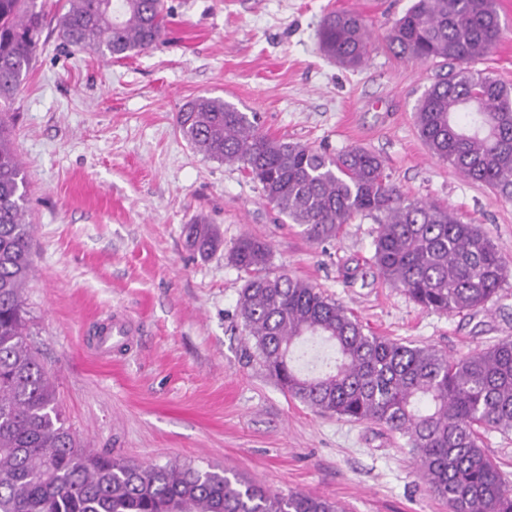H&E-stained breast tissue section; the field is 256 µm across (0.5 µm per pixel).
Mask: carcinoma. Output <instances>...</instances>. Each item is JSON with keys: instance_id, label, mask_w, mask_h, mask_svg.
Returning <instances> with one entry per match:
<instances>
[{"instance_id": "1", "label": "carcinoma", "mask_w": 512, "mask_h": 512, "mask_svg": "<svg viewBox=\"0 0 512 512\" xmlns=\"http://www.w3.org/2000/svg\"><path fill=\"white\" fill-rule=\"evenodd\" d=\"M167 18L164 0H66L56 28L64 46L120 61L154 47ZM45 23L37 0H0V512H339L330 499L273 493L222 470L131 464L82 447L67 425L30 341L24 294L33 225L6 121ZM503 35L495 0H417L387 45L402 58L450 65L419 100L417 133L465 179L512 200V88L474 68ZM369 42L360 13L323 17L322 49L341 66L364 65ZM176 126L208 158L247 172L313 242L337 239L358 216L374 219L379 275L426 311L483 308L512 275V262L478 225L405 197L364 147L331 156L274 139L257 113L218 97L186 102ZM183 232L202 257L221 246L209 224ZM271 258L269 245L252 236L228 250L247 274L239 315L269 376L320 413L375 422L405 438L428 491L449 512H512V486L480 446L482 429L512 431V339L450 358L369 334L312 284L271 272Z\"/></svg>"}]
</instances>
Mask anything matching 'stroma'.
I'll use <instances>...</instances> for the list:
<instances>
[{"label": "stroma", "mask_w": 512, "mask_h": 512, "mask_svg": "<svg viewBox=\"0 0 512 512\" xmlns=\"http://www.w3.org/2000/svg\"><path fill=\"white\" fill-rule=\"evenodd\" d=\"M414 2L165 0V36L119 62L66 48L44 29L12 105L34 227L25 298L31 341L84 447L144 465L223 469L344 512H448L399 435L321 414L268 376L238 314L246 275L225 249L260 238L273 271L322 289L366 332L455 358L512 338V279L482 309L423 311L373 267V219L312 242L257 182L206 158L175 122L188 100L220 97L257 113L270 137L331 154L368 148L406 197L448 205L512 262V201L433 157L417 133L416 106L440 67L386 44ZM497 9L506 32L478 66L512 87V0ZM332 10L357 11L372 28L358 69L320 51ZM194 219L219 230L224 250L204 259L188 248L183 226ZM116 311L138 332L99 354Z\"/></svg>", "instance_id": "1"}]
</instances>
